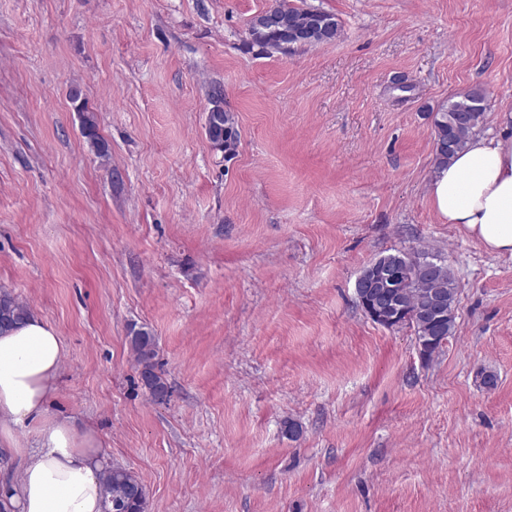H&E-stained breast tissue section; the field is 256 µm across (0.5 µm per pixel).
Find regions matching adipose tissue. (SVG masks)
I'll return each instance as SVG.
<instances>
[{"label":"adipose tissue","mask_w":512,"mask_h":512,"mask_svg":"<svg viewBox=\"0 0 512 512\" xmlns=\"http://www.w3.org/2000/svg\"><path fill=\"white\" fill-rule=\"evenodd\" d=\"M432 207L487 252L512 257V138L474 135L428 185ZM65 349L56 329L32 313L0 331V504L6 512H102L100 440L53 415ZM35 423L34 447L16 431Z\"/></svg>","instance_id":"adipose-tissue-1"}]
</instances>
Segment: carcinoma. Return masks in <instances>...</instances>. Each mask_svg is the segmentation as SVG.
Listing matches in <instances>:
<instances>
[{
    "instance_id": "carcinoma-1",
    "label": "carcinoma",
    "mask_w": 512,
    "mask_h": 512,
    "mask_svg": "<svg viewBox=\"0 0 512 512\" xmlns=\"http://www.w3.org/2000/svg\"><path fill=\"white\" fill-rule=\"evenodd\" d=\"M310 19L323 22L324 41L330 42L339 37L340 26L332 14L304 4L297 5L290 0H278L276 5L255 16L248 25L247 34L250 43L262 50L280 52L288 44L286 30ZM209 102L219 115V120L206 130V137L215 150L224 153L226 157L230 156L237 149L240 131L234 115L224 111V91L221 86L211 88ZM485 110L484 95L472 92L459 100L448 102L446 109L436 114V162L448 161L464 147L482 122ZM83 135L98 156H108L109 147L99 136L91 115L83 122ZM385 257L391 260L400 259L398 277L405 292L399 301V310L407 318L414 335L452 336L456 316L447 318L438 327L423 311L426 299L432 293L442 295L449 309L455 308L457 285L453 275L448 273V264L425 251H396L385 254ZM28 312V307L14 295L9 292L0 293V325L11 326L22 320ZM130 346L140 367L145 389L154 398H164L168 394V387L157 371L155 336L148 330L139 329L130 336ZM102 481L105 492L103 512H145L146 488L133 472L119 466L109 467L103 472Z\"/></svg>"
}]
</instances>
